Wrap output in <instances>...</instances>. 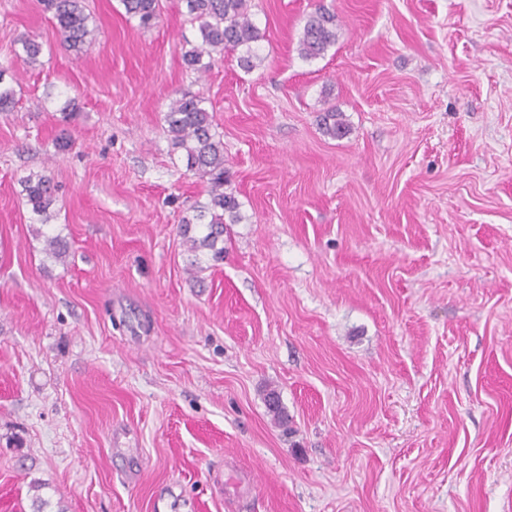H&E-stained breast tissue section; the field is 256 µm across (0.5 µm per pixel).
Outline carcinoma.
<instances>
[{"mask_svg": "<svg viewBox=\"0 0 512 512\" xmlns=\"http://www.w3.org/2000/svg\"><path fill=\"white\" fill-rule=\"evenodd\" d=\"M192 19L198 22L201 45L183 54L184 64L201 73L209 68L204 56L223 54L226 49L245 48L240 66L249 71L256 67L260 56L253 44L260 40L258 29L248 14V0H184ZM44 11L51 13L68 50L80 53L89 43V14L84 0H39ZM127 14L138 19L142 28L151 27L158 18L159 0H122ZM336 43V18L326 12H315L306 19L299 39V54L312 59L324 55ZM22 60L29 64L39 61L42 44L26 39L22 42ZM203 100L192 95L175 99L165 115L167 132L175 148L183 152L188 170L207 182L208 201L194 207V215L183 220L181 228L187 243L194 250L207 249L214 257L224 255V224L241 220L240 204L225 189L224 142L212 133V116L202 106ZM322 131L341 138L346 134L342 113L327 109L319 119ZM22 192L36 221L45 225L50 219L54 185L45 175L30 174L21 180ZM46 252L57 260L69 255L68 242L59 235L46 237ZM264 400L274 418L285 421L279 393L270 389Z\"/></svg>", "mask_w": 512, "mask_h": 512, "instance_id": "obj_1", "label": "carcinoma"}]
</instances>
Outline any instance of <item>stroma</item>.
I'll list each match as a JSON object with an SVG mask.
<instances>
[{"label": "stroma", "instance_id": "obj_1", "mask_svg": "<svg viewBox=\"0 0 512 512\" xmlns=\"http://www.w3.org/2000/svg\"><path fill=\"white\" fill-rule=\"evenodd\" d=\"M86 5L78 55L0 0V512H512V0H249L261 63L202 74L183 0ZM186 93L240 203L218 261L181 234ZM127 14L138 19L142 28L151 27L158 18V0H122ZM336 43V18L315 12L306 19L299 39V54L306 59L324 55ZM322 131L333 138H341L346 134L343 115L335 108L327 109L319 119ZM22 192L36 221L46 225L50 219L49 209L53 204L54 185L51 178L46 175H28L21 180Z\"/></svg>", "mask_w": 512, "mask_h": 512}]
</instances>
